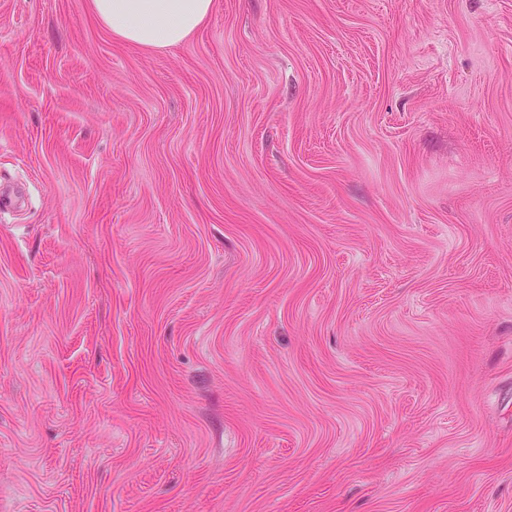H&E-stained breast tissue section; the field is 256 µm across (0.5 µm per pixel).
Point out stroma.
<instances>
[{
  "instance_id": "obj_1",
  "label": "stroma",
  "mask_w": 512,
  "mask_h": 512,
  "mask_svg": "<svg viewBox=\"0 0 512 512\" xmlns=\"http://www.w3.org/2000/svg\"><path fill=\"white\" fill-rule=\"evenodd\" d=\"M0 512H512V0H0ZM213 7L214 0H90L93 15L113 37L143 49L182 44Z\"/></svg>"
}]
</instances>
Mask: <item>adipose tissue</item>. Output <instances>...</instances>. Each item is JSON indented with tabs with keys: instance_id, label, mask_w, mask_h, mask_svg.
I'll return each mask as SVG.
<instances>
[{
	"instance_id": "obj_1",
	"label": "adipose tissue",
	"mask_w": 512,
	"mask_h": 512,
	"mask_svg": "<svg viewBox=\"0 0 512 512\" xmlns=\"http://www.w3.org/2000/svg\"><path fill=\"white\" fill-rule=\"evenodd\" d=\"M214 0H90L98 22L143 49L182 44L211 14Z\"/></svg>"
}]
</instances>
